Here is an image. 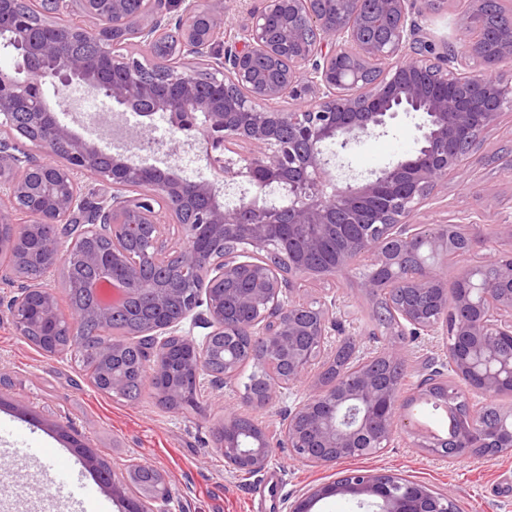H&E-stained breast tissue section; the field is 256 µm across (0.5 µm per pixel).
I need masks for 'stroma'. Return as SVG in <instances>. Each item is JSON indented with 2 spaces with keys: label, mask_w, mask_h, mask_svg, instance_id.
Here are the masks:
<instances>
[{
  "label": "stroma",
  "mask_w": 512,
  "mask_h": 512,
  "mask_svg": "<svg viewBox=\"0 0 512 512\" xmlns=\"http://www.w3.org/2000/svg\"><path fill=\"white\" fill-rule=\"evenodd\" d=\"M467 0H439L419 22L424 31L442 39L455 34L468 9ZM417 131L411 117L392 120L387 134L363 136L344 157L346 169L359 178L388 164L411 158L417 151ZM512 149V112L486 135L459 170L415 214L417 224L460 221L481 225L492 248L512 250V171L499 151ZM363 267L343 279H302L299 295L314 299L334 293L341 313L333 341L353 338L359 351L375 352L386 343L373 332L374 301L359 282ZM0 372L9 380L0 386V512H79L78 503L41 493L53 472L33 454L35 449H59L81 473L93 478L91 461L123 473L149 464L164 473L173 499L167 512H252L253 493L267 473L277 472L278 488L264 512H289L311 488L332 482L347 462L311 468L294 460L288 449H272L264 471L252 474L230 469L217 451V427L229 411L258 422L279 425L284 402L264 407L245 403L243 388L226 383L218 391L202 388L194 407L178 412L162 408L152 388L128 400L95 389L73 355L49 357L0 321ZM359 467L391 471L452 494L459 512H512V453L451 460L411 447L399 440Z\"/></svg>",
  "instance_id": "35a3bbf8"
}]
</instances>
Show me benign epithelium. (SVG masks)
I'll list each match as a JSON object with an SVG mask.
<instances>
[{"label":"benign epithelium","instance_id":"1","mask_svg":"<svg viewBox=\"0 0 512 512\" xmlns=\"http://www.w3.org/2000/svg\"><path fill=\"white\" fill-rule=\"evenodd\" d=\"M42 2L48 14L74 12L81 21L34 39L17 0H0V34L9 32L6 44L26 63L0 70V131L9 132L0 146V195L26 216L12 237L0 236L6 273L25 282L0 310L17 334L26 335L32 323L45 336L63 327L71 336L95 322L107 361L124 349L106 338L112 316L147 307L153 317L136 335L150 347L136 371L171 410L192 402L205 380L221 389L239 377L249 362L241 351L215 369L220 337L245 333L261 342L268 377L258 394L244 389L246 401L266 406L304 381L309 393L288 408L278 429L236 412L224 415L217 448L252 471L262 470L276 447L318 465L371 456L406 436L434 453L439 441L409 414L432 396V384L420 381L407 393L406 379L386 382L369 371L379 358L407 368L403 342L359 354L348 369L329 375L325 344L336 330V299L308 302L294 292L298 277L336 281L364 264L372 274L359 286L368 295L378 288L376 273L390 274L385 288L397 335L443 337L458 380L446 408L469 403V391L512 396V259L488 252L474 266L456 268L450 296L447 266L473 252L474 239L446 224L411 223L512 107V77L495 75L512 64V29H497L487 8L502 0H471L455 42L441 44L421 38L411 0H334L330 15L315 0H261L239 26L199 10L195 0H140L134 16L126 0ZM176 7L182 11L173 24L167 14ZM379 26L390 30L385 41L372 35ZM76 39L95 44L96 61L62 53V42ZM460 58L468 64L450 66ZM194 62L210 70L214 89L234 94L236 112L250 116L247 124H237L235 112L203 95L180 70ZM48 78L144 116L169 113L175 133L202 135L215 179L190 180L99 151L58 123L43 91ZM284 98L295 107H269ZM401 112L421 117L415 155L361 182L343 176L333 158L364 135L386 133ZM242 144L248 152L239 150ZM86 176L104 189H84ZM130 187L138 194L126 195ZM227 189L239 193L233 207L221 200ZM171 224L181 235L169 244L164 234ZM342 224L361 233L346 239L334 267L319 274L288 266L285 242L319 252ZM142 225L150 228L152 257L196 287L147 288L139 262L121 261L131 229ZM90 238L106 239L112 249L88 253L83 242ZM75 263L94 268L101 286L117 287L112 302L82 312L61 306L53 282L68 277ZM488 265L490 283L475 277ZM196 328L206 333L197 338ZM91 379L114 394L126 389L123 370L106 363L91 368ZM500 448L512 450V405L498 407L493 422L482 408L469 409L457 457L479 449L493 456ZM126 485L112 475V497L124 512H137ZM335 495L372 512H458L449 493L370 470L343 474L290 512H312Z\"/></svg>","mask_w":512,"mask_h":512}]
</instances>
